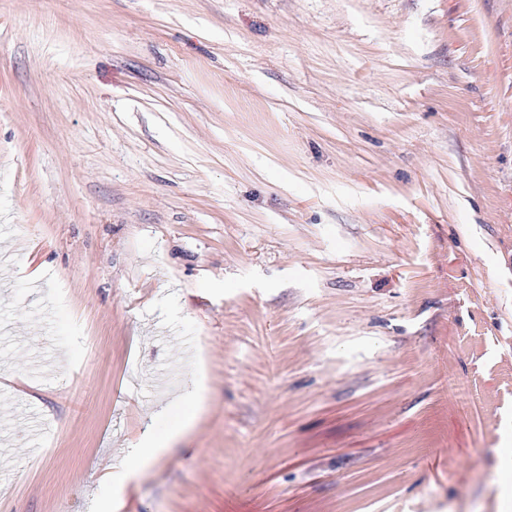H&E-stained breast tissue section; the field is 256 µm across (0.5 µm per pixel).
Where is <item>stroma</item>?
<instances>
[{
	"label": "stroma",
	"mask_w": 512,
	"mask_h": 512,
	"mask_svg": "<svg viewBox=\"0 0 512 512\" xmlns=\"http://www.w3.org/2000/svg\"><path fill=\"white\" fill-rule=\"evenodd\" d=\"M1 258L0 512H512V0H0ZM202 407V398L197 392L193 393L191 405L182 423L165 437H157L153 433L145 431L144 436L134 445V448L130 449L119 465L113 466V470H118V473L112 474L113 477L116 474L135 475L157 462L169 451L177 439L193 427L201 414Z\"/></svg>",
	"instance_id": "35a3bbf8"
}]
</instances>
